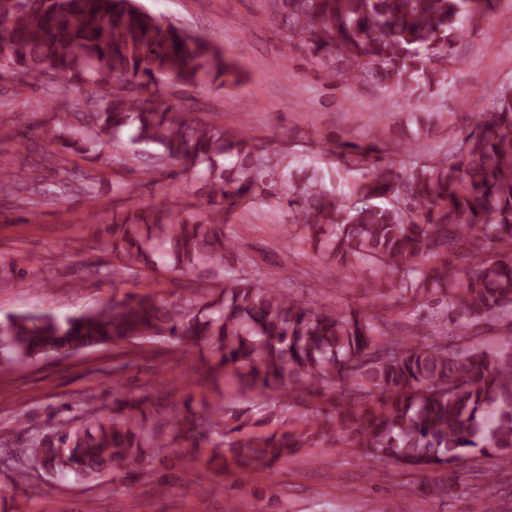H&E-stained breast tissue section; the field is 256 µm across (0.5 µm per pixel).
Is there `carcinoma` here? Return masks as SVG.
<instances>
[{"label": "carcinoma", "mask_w": 512, "mask_h": 512, "mask_svg": "<svg viewBox=\"0 0 512 512\" xmlns=\"http://www.w3.org/2000/svg\"><path fill=\"white\" fill-rule=\"evenodd\" d=\"M272 2L288 23L289 43L325 77L421 98L444 83L437 63L495 0ZM5 74L31 85L52 75L59 98L73 88L97 89L78 125L65 130L56 115L45 130L56 154L131 130V143L159 148L143 154L145 170L171 166L172 177L207 189L204 210L143 208L134 183L114 181L128 207L105 225L112 264L95 274L115 282L164 268L215 287L127 293L64 319L12 315L0 322V364L125 346L117 375L148 347L168 344L174 353L208 352L203 373L224 380L235 399L228 406L222 395L211 402L190 389L172 403L151 388L136 396L117 377L109 416L89 402L28 447L9 449L20 477L39 470L88 483H151L159 466L201 460L231 473L327 448L341 432L360 457L419 474L446 469L467 452L493 454L502 483L512 486V345L490 352L454 348L439 336L423 344L387 339L368 312L317 308L235 265L237 239L224 231V212L285 183L283 237L346 271H369L376 299L395 292L419 309L433 306V315L453 324L455 339H468L480 321L512 313V87L494 89L472 130L438 160L402 171L376 144L339 154L349 167L368 166L342 199L315 173L286 178L287 156L266 157L246 122L228 131L163 98L168 84L222 87L242 74L223 48L138 0H0ZM4 176L20 194L43 174L1 170ZM82 180L66 175L59 189L94 197L98 178ZM285 401L301 414L275 415L270 403ZM257 416L276 429L249 430ZM455 488L450 478L432 483L427 495L443 499Z\"/></svg>", "instance_id": "1"}]
</instances>
